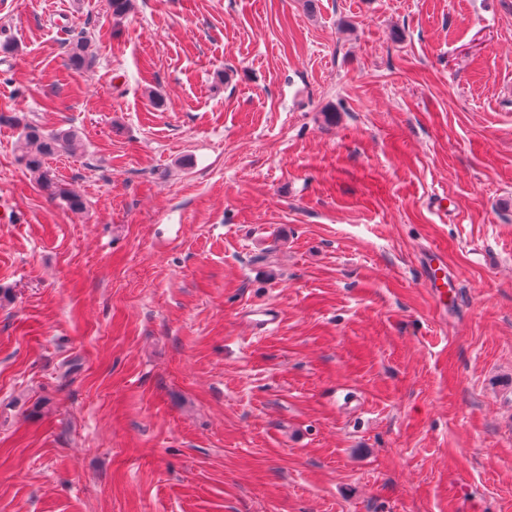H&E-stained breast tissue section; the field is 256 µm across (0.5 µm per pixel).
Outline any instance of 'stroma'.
I'll use <instances>...</instances> for the list:
<instances>
[{
  "label": "stroma",
  "mask_w": 512,
  "mask_h": 512,
  "mask_svg": "<svg viewBox=\"0 0 512 512\" xmlns=\"http://www.w3.org/2000/svg\"><path fill=\"white\" fill-rule=\"evenodd\" d=\"M6 38L85 208L0 125V512H512V0H0ZM92 41L86 36L77 38L68 45L66 51L67 67L75 70L87 69L94 58ZM7 123L17 130L19 161L34 175L38 186L51 199H58L71 211H82L85 208L83 199L72 193L61 182L50 166L48 160L66 153H72L78 144L74 130H45L36 120L25 112H14L13 115L0 113V124Z\"/></svg>",
  "instance_id": "stroma-1"
}]
</instances>
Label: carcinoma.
Returning <instances> with one entry per match:
<instances>
[{
	"instance_id": "carcinoma-1",
	"label": "carcinoma",
	"mask_w": 512,
	"mask_h": 512,
	"mask_svg": "<svg viewBox=\"0 0 512 512\" xmlns=\"http://www.w3.org/2000/svg\"><path fill=\"white\" fill-rule=\"evenodd\" d=\"M93 58L92 41L87 37H80L68 45L67 67L75 70L86 69L91 66ZM1 123H7L19 130V161L34 175L38 186L48 197L59 200L72 211L83 210V199L72 193L48 165L49 159L71 153L76 149L78 137L75 131L46 130L25 112H15L9 116L0 113Z\"/></svg>"
}]
</instances>
